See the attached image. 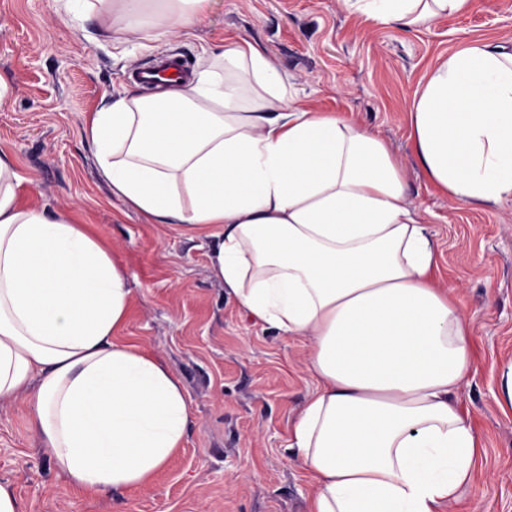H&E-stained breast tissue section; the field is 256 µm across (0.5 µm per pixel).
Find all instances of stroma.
Instances as JSON below:
<instances>
[{
	"label": "stroma",
	"instance_id": "1",
	"mask_svg": "<svg viewBox=\"0 0 512 512\" xmlns=\"http://www.w3.org/2000/svg\"><path fill=\"white\" fill-rule=\"evenodd\" d=\"M242 35L288 75L296 104L382 138L437 247L436 283L470 329L457 394L480 439L471 480L447 512H512V199L449 200L421 170L409 110L426 74L479 41L512 53V0H471L462 14L402 30L366 22L346 0H211L166 42L128 29L114 0L71 21L55 0H0V153L20 202L90 225L122 260L132 304L121 339L164 358L191 401L182 448L150 486L91 495L49 461L30 406L0 400V484L26 512H308L311 484L290 446L313 394L311 342L256 324L211 275L201 228L149 224L101 177L85 127L131 71L169 54L199 70Z\"/></svg>",
	"mask_w": 512,
	"mask_h": 512
}]
</instances>
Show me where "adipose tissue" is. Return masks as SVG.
<instances>
[{
	"instance_id": "obj_1",
	"label": "adipose tissue",
	"mask_w": 512,
	"mask_h": 512,
	"mask_svg": "<svg viewBox=\"0 0 512 512\" xmlns=\"http://www.w3.org/2000/svg\"><path fill=\"white\" fill-rule=\"evenodd\" d=\"M471 0H353L365 20L425 25ZM245 37L192 82L128 92L86 135L113 192L149 221L204 227L236 305L312 343L316 390L293 424L309 512H445L479 438L450 396L470 365L436 244L387 144L297 107ZM419 165L450 200L512 198V54L473 42L427 75L410 111ZM0 155V399L24 398L79 490L148 486L192 410L163 359L118 339L132 292L111 246L63 211L23 207Z\"/></svg>"
}]
</instances>
